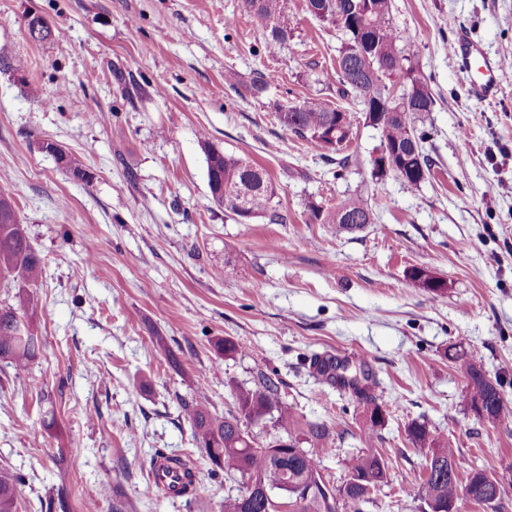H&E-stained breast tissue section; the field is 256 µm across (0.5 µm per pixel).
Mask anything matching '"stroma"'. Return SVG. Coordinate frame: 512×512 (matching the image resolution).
Segmentation results:
<instances>
[{
    "label": "stroma",
    "instance_id": "obj_1",
    "mask_svg": "<svg viewBox=\"0 0 512 512\" xmlns=\"http://www.w3.org/2000/svg\"><path fill=\"white\" fill-rule=\"evenodd\" d=\"M34 14L52 39H30ZM392 15L435 99L416 123L433 161L417 188L393 176L375 187L380 132L339 97L343 35L305 0H287L292 36L272 55L243 0H0V46L22 63L0 67V194L46 269L32 291L38 358L20 374L0 360V472L25 479L17 512L60 493L52 512L117 500L123 512H221L242 479L202 456L181 402L200 395L227 414L261 371L300 423L334 433L331 484L352 454H384L388 481L364 512H421L406 494L425 468L415 421L459 449L463 471L501 480L500 507L469 512H512V415L476 416L448 359L473 352L512 403V0H393ZM462 33L506 60L495 99L469 95L448 53ZM316 96L349 115L347 169L279 119ZM47 139L83 158L85 178L39 151ZM207 143L266 171L282 223L240 224L212 200ZM355 194L373 213L364 229L308 222L309 203L332 210ZM416 268L444 292L416 285ZM224 338L234 356H218ZM327 353L375 375V436L355 395L316 376L310 361ZM157 448L194 461L191 497L150 486Z\"/></svg>",
    "mask_w": 512,
    "mask_h": 512
}]
</instances>
